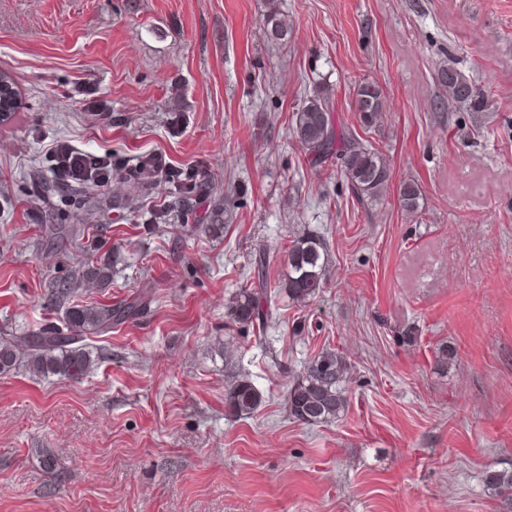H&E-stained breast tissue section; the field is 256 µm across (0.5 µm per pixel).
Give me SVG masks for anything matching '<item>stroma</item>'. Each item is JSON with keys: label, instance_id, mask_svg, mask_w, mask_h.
Here are the masks:
<instances>
[{"label": "stroma", "instance_id": "obj_1", "mask_svg": "<svg viewBox=\"0 0 512 512\" xmlns=\"http://www.w3.org/2000/svg\"><path fill=\"white\" fill-rule=\"evenodd\" d=\"M272 7L286 43L264 35ZM448 66L486 105L444 104ZM0 72L19 99L0 123V330L59 321L51 281L92 256L114 255L112 278L82 303L150 300L95 335L81 379L0 374V512H501L485 474L512 468V0H0ZM363 81L388 101L367 130ZM315 95L381 153L380 200L309 164L292 116ZM62 148L84 169L160 155L206 190L186 208L154 173L138 203L115 179L74 200L48 189ZM306 232L328 247L319 294L271 291L260 338L231 323L255 256L277 283ZM326 350L348 406L307 425L286 395ZM228 351L262 395L237 419ZM398 199L401 207L409 214H415L421 207L422 190L412 180L403 181L398 188Z\"/></svg>", "mask_w": 512, "mask_h": 512}]
</instances>
